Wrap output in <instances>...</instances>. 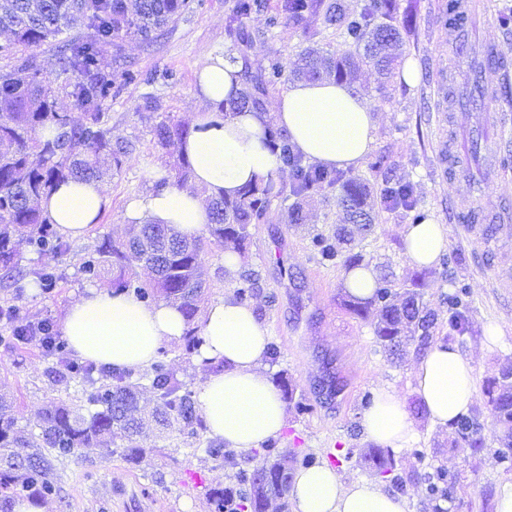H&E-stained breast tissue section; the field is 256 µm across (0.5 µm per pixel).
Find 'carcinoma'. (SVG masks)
Instances as JSON below:
<instances>
[{"label":"carcinoma","instance_id":"obj_1","mask_svg":"<svg viewBox=\"0 0 512 512\" xmlns=\"http://www.w3.org/2000/svg\"><path fill=\"white\" fill-rule=\"evenodd\" d=\"M268 8V0H235L226 21L228 35L234 39L238 55H230L233 64H240L242 88L224 100L220 112L264 111L270 89L276 87L286 66L273 56L265 67L254 71L249 66L245 48L251 41L246 20ZM189 9V0H0V28L11 33V39L0 44V56L16 59L12 69L0 73V267L5 276H23L15 263L16 238L24 237L47 257L48 262L33 271L35 284L46 289L57 279L56 266L70 251L69 242L50 224L39 209L41 198L70 177L100 179L105 171L102 162L120 169L129 146L112 143L108 131L101 126V106L112 95L114 78L99 71L103 48L128 34H136L151 43L157 33ZM323 13L325 22L336 27L351 48L341 57L327 56L313 46L303 48L293 70L297 79L308 81L326 77L352 84L357 79L358 62L373 67L380 77V88L387 87L403 53L402 29L407 21L397 19V0H365L357 12L346 10L342 0H277L268 26L280 24L298 27L309 14ZM76 17L87 22L92 33L83 38L59 36ZM444 25L464 30L469 15L463 0H448L442 13ZM56 43L58 75L66 79L65 88L83 120L73 122L70 115L56 110L52 83L41 77L33 57L26 52L47 43ZM53 130L45 138L42 131ZM273 147L281 166L292 176L291 192L298 199L289 211L291 221L302 217V201L336 190L338 204L349 223L356 217L364 220L363 230H371L375 213L370 200L371 187L363 179L335 168L313 166L304 160L287 134L268 127ZM190 134L180 123H161L155 137L165 146L179 147ZM188 161L181 158L175 178H190ZM172 176L161 173L155 186L170 185ZM283 195L273 180H262L246 187L234 199L211 198V222L206 236L188 238L174 228L161 224H140L134 236L114 243L100 241L84 258L80 273L95 279L105 270L116 272V290L134 295L146 303L174 301L186 318L194 323L206 284L200 267L209 245H245L251 237V226L260 223L273 202ZM382 208H401L410 213L411 223L419 224L426 215L417 207L413 184L406 180L386 182L379 191ZM336 240L345 246L344 256L335 244L322 235L312 239V247L321 263L339 264L349 270L363 265L365 258L356 250V238L345 226L336 227ZM146 266L154 277L141 282L134 268ZM436 271L424 270L409 279L410 290L402 301L396 300L390 281L383 276L367 299L346 296L344 307L357 318L373 325L374 335L382 349L399 355L408 346L424 353L437 341L435 313L424 301V290L433 286ZM466 291L459 288L444 296L448 304V329L454 332L443 341L454 346L456 337L466 332ZM43 352L63 367L59 377L81 385V397L74 403L50 401L38 414V435L25 439L18 434V418L4 413L11 402L0 395V512H12L19 493L47 498L57 491L53 480V461L67 459L79 450L102 448L112 450L123 442L121 455L135 461L145 452L137 442L142 419L136 415L138 393L142 381H148L156 397L152 414L156 424L166 427L177 421L183 432L192 437L202 428L194 392L177 379L165 361L152 365L151 372L140 374L132 369L114 367L105 371L92 363L78 362L69 355L68 343L57 335L54 326H42ZM484 391L498 430L497 440L512 452V368L485 382ZM455 433L456 444L476 452L484 447V427L470 413L459 415L448 423ZM362 461L372 466L385 480L398 481L394 453L389 448L374 446ZM283 469L278 459L265 467L270 483L257 482L256 472L243 470L237 476L238 487L229 490L213 488L207 492L210 512H245L255 504L258 512H267L269 503L280 501L281 512H288V501L276 487ZM425 481L432 500L450 496L439 486L445 475H427Z\"/></svg>","mask_w":512,"mask_h":512}]
</instances>
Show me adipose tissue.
Returning <instances> with one entry per match:
<instances>
[{"mask_svg": "<svg viewBox=\"0 0 512 512\" xmlns=\"http://www.w3.org/2000/svg\"><path fill=\"white\" fill-rule=\"evenodd\" d=\"M237 72L220 55L196 69V91L208 109L196 116L181 146L193 186H169L133 198L123 223L167 224L181 234L198 235L210 222L204 195L232 198L246 184L278 171L267 134L271 124L287 131L314 163L346 169L369 153L374 120L368 106L348 85L332 80L294 82L270 117L249 111L220 117L224 99L240 88ZM40 204L62 234L79 239L110 201L100 181L71 179ZM447 245L445 227L435 220L406 230V254L416 266L435 263ZM61 330L78 357L138 371L149 368L163 346L180 341L186 324L175 305H148L120 292L89 288L68 307ZM199 334L203 345L195 362L215 368L196 395L208 434L243 453L259 448L281 433L287 418L281 395L263 370L268 344L264 327L252 306L227 296L207 306ZM415 379L414 392L436 425L447 426L474 402L471 362L444 342H435L425 353ZM362 425L369 441L383 448L404 447L413 429L404 402L388 389L376 392ZM291 497L294 512H404L401 502L378 483L344 484L326 464L297 471Z\"/></svg>", "mask_w": 512, "mask_h": 512, "instance_id": "obj_1", "label": "adipose tissue"}]
</instances>
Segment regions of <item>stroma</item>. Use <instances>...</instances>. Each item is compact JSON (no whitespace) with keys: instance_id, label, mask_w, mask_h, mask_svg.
<instances>
[{"instance_id":"1","label":"stroma","mask_w":512,"mask_h":512,"mask_svg":"<svg viewBox=\"0 0 512 512\" xmlns=\"http://www.w3.org/2000/svg\"><path fill=\"white\" fill-rule=\"evenodd\" d=\"M470 2L476 10L464 37L467 50L461 54L448 41L450 28L439 21L447 0H398L401 13L414 17L406 31L405 58L419 70V82L397 80L383 90L374 71L365 67L354 87L376 120L371 158L383 157L385 173L411 181L428 218L445 226L447 250L458 261L428 289L426 298L436 314L437 334L443 337L448 333V310L441 306L440 295L456 285L467 287L469 332L459 351L471 361L475 384L481 388L503 366L512 365V288L494 287L490 271L500 261L512 262V240L485 241L469 233L458 216L497 214L512 225V138L497 135L499 123L512 124V29L497 22L499 11L512 7V0ZM233 4L234 0H203L196 11L170 23L157 41L148 44L130 36L120 46L104 50L103 73L112 74L128 62L137 74L134 81L116 84L102 106L113 139L132 142L134 148L121 169L104 178L110 205L84 238L71 240L51 288H38L29 278L42 258L28 243H19L17 263L27 276L19 284L0 277V306L17 307L21 323L48 319L60 324L88 286L79 273L85 254L102 238L126 240L129 227L122 224L121 215L127 202L152 191L156 173L176 166V149L161 146L154 128L163 122L192 126L197 112L204 110L194 72L210 56L230 51L225 20ZM247 25L254 38L246 58L254 70L276 53L292 62L308 43L338 56L348 50L343 38L318 15L304 20V38L285 28L267 30L262 14L252 16ZM491 45L503 64L474 71V56ZM150 94L157 99L152 109L144 106ZM492 161L506 166L495 179L486 174ZM342 221L332 193L305 201L298 224L291 223L287 203L277 200L262 223L253 225L240 252L242 269L259 279L251 303L269 341L280 350L277 363L267 364L266 372L272 377L283 374L295 396L309 406L300 414L288 412L287 425L276 437L278 451L311 453L320 462L335 464L347 484L375 479V471L359 461L371 446L362 413L366 396L386 387L404 401L413 422L411 438L394 451L396 471L406 482L399 496L406 512H431L420 477L438 468L456 477L453 500L443 503V512H495L499 490L512 483V468L498 458L493 429H486V445L480 452L454 448L453 434L418 410L414 350L396 362L387 357L371 325L341 304L344 268L312 260V236L332 233ZM408 225L402 210H379L364 242L370 268L389 273L400 294L415 270L405 254ZM491 327L496 336H488ZM328 361L345 387L337 399L324 403L315 386ZM58 372L36 345L0 346V394L12 397L24 431L32 430L48 401L77 397L76 387L60 382ZM208 439L207 431L192 438L176 424L165 430L148 427L140 437L144 453L138 462L103 450L71 456L55 467L60 493L45 500L46 512H208V489L234 486L239 469L253 470L268 461L260 448L215 462L205 453ZM340 448L354 449L356 461L336 463Z\"/></svg>"}]
</instances>
